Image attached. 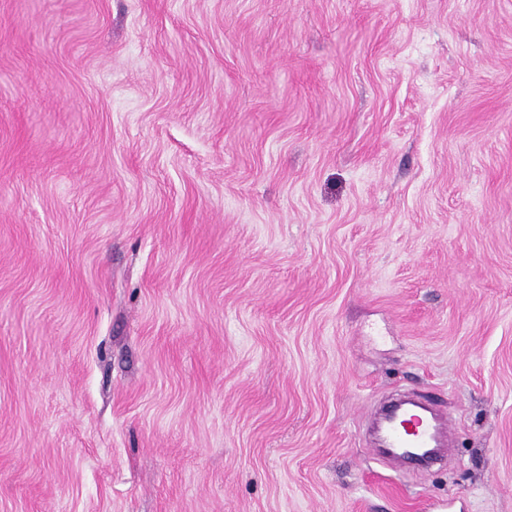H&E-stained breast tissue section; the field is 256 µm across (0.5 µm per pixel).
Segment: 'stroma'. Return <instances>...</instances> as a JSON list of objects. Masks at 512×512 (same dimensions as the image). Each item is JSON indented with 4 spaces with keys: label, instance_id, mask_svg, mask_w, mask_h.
<instances>
[{
    "label": "stroma",
    "instance_id": "1",
    "mask_svg": "<svg viewBox=\"0 0 512 512\" xmlns=\"http://www.w3.org/2000/svg\"><path fill=\"white\" fill-rule=\"evenodd\" d=\"M448 502L512 512V0H0V512ZM417 410L419 413H411ZM422 407L394 406L388 412L392 424L388 431V441L393 448H441L438 438L448 439L450 427L445 422L428 416Z\"/></svg>",
    "mask_w": 512,
    "mask_h": 512
}]
</instances>
